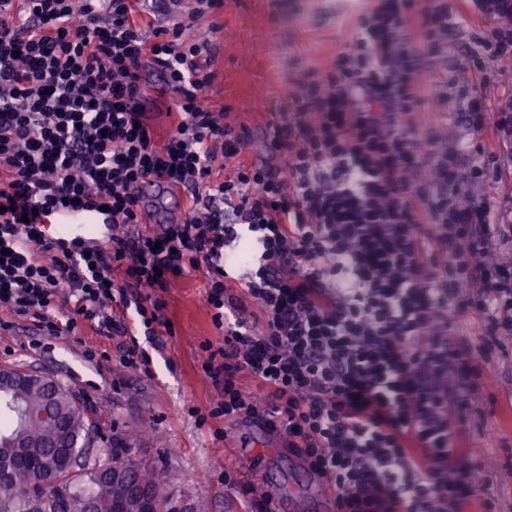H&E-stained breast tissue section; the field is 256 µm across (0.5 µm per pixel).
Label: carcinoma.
Listing matches in <instances>:
<instances>
[{"mask_svg": "<svg viewBox=\"0 0 512 512\" xmlns=\"http://www.w3.org/2000/svg\"><path fill=\"white\" fill-rule=\"evenodd\" d=\"M49 402L59 415L57 426L37 416ZM106 416L62 383L38 374L0 391V461L29 460L24 470L0 477V512H116L132 483L151 487L155 512H169L170 498L155 466L137 460L126 439L101 437L98 425ZM16 439L28 447H15ZM60 452L66 469L46 468L45 461Z\"/></svg>", "mask_w": 512, "mask_h": 512, "instance_id": "obj_1", "label": "carcinoma"}]
</instances>
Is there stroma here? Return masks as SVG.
Here are the masks:
<instances>
[{"label":"stroma","mask_w":512,"mask_h":512,"mask_svg":"<svg viewBox=\"0 0 512 512\" xmlns=\"http://www.w3.org/2000/svg\"><path fill=\"white\" fill-rule=\"evenodd\" d=\"M375 5V0H224L222 9L200 17L197 38L210 47L207 69L214 75L207 96L235 125L249 128L245 163L286 170V156L268 138L270 123L280 120L285 98L302 76L325 71L346 50L361 17ZM481 34L475 25L458 27L448 34L446 52L424 58L421 104L408 116L416 126L434 130L438 144L451 153L474 140L492 153L512 152L511 142L474 132L456 118L474 70L489 75L476 88L478 96L490 103L512 98V65L465 53V44ZM141 83L152 97L150 122L158 135H166L173 128L175 93L150 66L142 70ZM204 293V271L179 278L163 295L173 331L151 338L143 337L134 307L112 303L114 314L139 335L151 356V374L124 368L120 337L100 336L86 324L76 335L34 347L31 321L11 319L6 311H0V320H13L14 327L0 329V366L53 378L106 409L109 434L131 436L138 458L156 467L175 501L191 503L197 512H247L243 489L251 484L271 494L278 512H336V489L289 451L278 432L255 418L208 419L215 394L201 371V346L221 341L224 332ZM89 347L100 350V357L85 358ZM488 368L471 409L466 444L474 458L488 460L494 469L482 512H512V334L497 337Z\"/></svg>","instance_id":"35a3bbf8"}]
</instances>
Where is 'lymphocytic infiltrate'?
<instances>
[{
  "label": "lymphocytic infiltrate",
  "mask_w": 512,
  "mask_h": 512,
  "mask_svg": "<svg viewBox=\"0 0 512 512\" xmlns=\"http://www.w3.org/2000/svg\"><path fill=\"white\" fill-rule=\"evenodd\" d=\"M197 13L147 41L143 0H21L0 9V308L45 336L93 323L125 336L121 363L150 359L109 303L136 289L147 335L170 328L161 294L205 270L224 331L201 365L210 418L278 430L338 492V512H463L484 492L463 448L481 365L451 338L474 312L483 333L512 332V198L464 201L503 160L467 161L407 123L423 57L467 21L447 0H379L348 51L302 77L272 126L288 172L245 166L246 128L205 94ZM162 68L179 112L158 140L132 103L146 65ZM235 164L233 177L214 173ZM427 170L423 180L412 171ZM184 187L180 223L141 229L147 179ZM101 214L94 242L53 218ZM469 289L460 297V289Z\"/></svg>",
  "instance_id": "lymphocytic-infiltrate-1"
}]
</instances>
